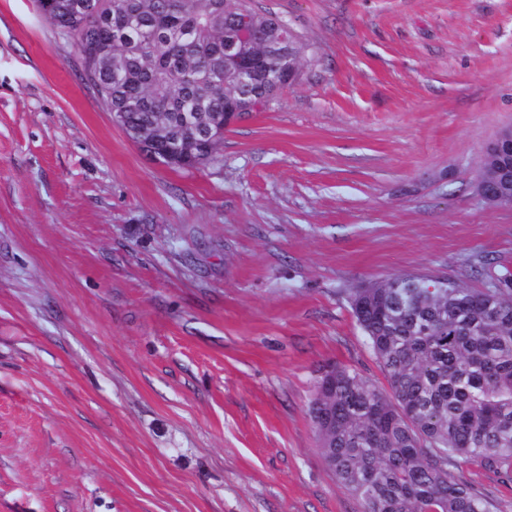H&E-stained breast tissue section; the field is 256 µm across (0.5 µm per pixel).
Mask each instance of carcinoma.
<instances>
[{"label":"carcinoma","instance_id":"1","mask_svg":"<svg viewBox=\"0 0 512 512\" xmlns=\"http://www.w3.org/2000/svg\"><path fill=\"white\" fill-rule=\"evenodd\" d=\"M55 28L109 42L112 59L86 80L127 135L159 132L149 151L172 168L216 160L200 129L224 131L255 111L247 83L224 63L235 18L255 24L259 43L291 52L258 58L268 105L301 67L308 44L249 0H38ZM474 290L450 279L403 273L382 288L349 289L351 313L383 369L380 388L346 366L319 379L309 407L326 417L321 452L365 512H490L484 494L455 467L478 461L512 483V288Z\"/></svg>","mask_w":512,"mask_h":512}]
</instances>
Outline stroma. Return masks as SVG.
<instances>
[{
  "mask_svg": "<svg viewBox=\"0 0 512 512\" xmlns=\"http://www.w3.org/2000/svg\"><path fill=\"white\" fill-rule=\"evenodd\" d=\"M253 6L309 60L174 169L36 0H0V512H364L308 415L323 367L386 384L348 289L512 271V207L474 192L512 127V0Z\"/></svg>",
  "mask_w": 512,
  "mask_h": 512,
  "instance_id": "35a3bbf8",
  "label": "stroma"
}]
</instances>
